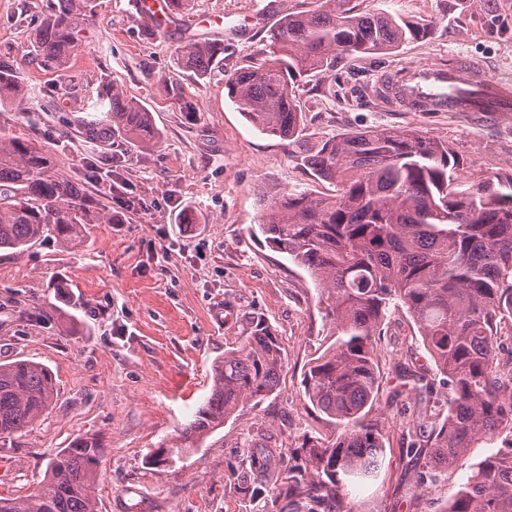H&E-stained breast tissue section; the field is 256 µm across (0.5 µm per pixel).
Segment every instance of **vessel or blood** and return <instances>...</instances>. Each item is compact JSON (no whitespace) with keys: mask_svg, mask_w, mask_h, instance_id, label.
<instances>
[{"mask_svg":"<svg viewBox=\"0 0 512 512\" xmlns=\"http://www.w3.org/2000/svg\"><path fill=\"white\" fill-rule=\"evenodd\" d=\"M392 100L409 112H508L512 86L485 75L478 61L461 58L450 69L432 64L404 67Z\"/></svg>","mask_w":512,"mask_h":512,"instance_id":"1","label":"vessel or blood"}]
</instances>
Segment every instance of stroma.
Here are the masks:
<instances>
[{
  "label": "stroma",
  "mask_w": 512,
  "mask_h": 512,
  "mask_svg": "<svg viewBox=\"0 0 512 512\" xmlns=\"http://www.w3.org/2000/svg\"><path fill=\"white\" fill-rule=\"evenodd\" d=\"M135 0H96L66 76L33 65L22 104L0 106V131L39 141L55 171L81 184L118 224H91L83 246L53 240L0 252V362L26 359L53 373L57 392L28 432L0 439V494L32 493L59 449L82 434L106 448L93 491L98 512H261L239 477L247 438L269 433L284 447L337 429L304 397L310 360L331 342L307 271L274 251L254 227L283 193L334 194L287 141L259 133L233 104L224 80L265 51L266 32L287 13L322 0H193L157 32ZM362 13L428 25L427 37L398 48L340 55L323 75L300 82L303 135L312 142L362 130L415 128L448 141L463 177L512 178V112H407L379 94L377 79L410 64L480 61L512 82V0H350ZM44 0H0V50L27 54ZM218 39L224 58L196 81L177 71L175 50ZM180 85V97L165 83ZM143 102L161 130L146 150L121 136L86 139L92 102L109 85ZM280 336V384L245 406L172 469L148 468L147 454L178 437L210 394L212 364L236 346L250 314ZM381 390L367 418L383 434L385 464L344 512H440L464 479L427 474L429 453L402 421L424 406L399 375L436 379L405 310L378 342Z\"/></svg>",
  "instance_id": "35a3bbf8"
}]
</instances>
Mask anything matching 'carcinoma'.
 Instances as JSON below:
<instances>
[{
	"instance_id": "cac0c4a2",
	"label": "carcinoma",
	"mask_w": 512,
	"mask_h": 512,
	"mask_svg": "<svg viewBox=\"0 0 512 512\" xmlns=\"http://www.w3.org/2000/svg\"><path fill=\"white\" fill-rule=\"evenodd\" d=\"M345 0L288 13L267 30L268 52L227 78V94L260 132L289 141L336 194H289L268 208L261 233L307 270L320 287L318 307L331 343L310 362L305 397L334 420L331 440L305 435L296 448L246 449L243 485L267 492L262 512H344L353 486L385 462L378 425L364 420L378 396L377 337L391 310L406 309L442 382L448 413L424 411L428 463L467 471L444 512H512V449L467 465L478 438L512 429V179L478 182L458 176L462 161L446 141L416 129H376L309 144L295 85L323 74L338 54L390 50L428 35L427 27L382 14H355ZM94 0H46L27 56H0V105L23 103L25 68L63 76ZM224 53L216 40L190 39L175 64L203 79ZM84 125L86 138L117 133L148 149L160 130L151 112L121 89H106ZM101 213L77 183L57 175L36 140L0 133V251L21 252L45 237L76 248L87 224H119ZM283 344L265 318L250 317L238 345L215 361L212 387L183 431L184 442L159 448L148 465L173 468L183 449L219 428L247 403L277 390ZM51 371L28 360L0 362V439L24 432L51 406ZM105 448L96 435L74 437L49 459L41 486L1 497L0 512H97L93 489Z\"/></svg>"
}]
</instances>
